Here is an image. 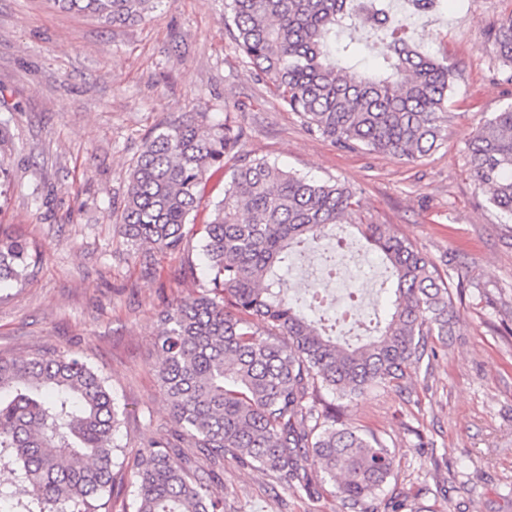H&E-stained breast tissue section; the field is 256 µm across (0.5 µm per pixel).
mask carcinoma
Here are the masks:
<instances>
[{
    "label": "carcinoma",
    "instance_id": "cac0c4a2",
    "mask_svg": "<svg viewBox=\"0 0 512 512\" xmlns=\"http://www.w3.org/2000/svg\"><path fill=\"white\" fill-rule=\"evenodd\" d=\"M59 10L114 26L136 23L162 0H50ZM439 0H408L392 13L360 0H229L233 39L255 75L300 115L308 131L347 149L417 160L440 145L455 68L404 39L414 17ZM387 39L381 62H354L352 33ZM512 79V13L489 31ZM242 129L229 118L186 113L158 124L128 167L119 224L144 269L155 254L185 249L209 181L227 178L224 197L200 230L210 279L163 313L154 348L170 407L166 437L138 450L130 467L135 512H224L211 490L224 458L265 472L309 500L323 483L353 512H379L378 492L394 454L372 434L318 409L321 391L355 397L371 385L401 393L428 340L452 335L454 283L440 262L388 224H368L345 183L287 172L239 156ZM479 190L512 221V104L493 113L466 143ZM348 224L377 252L388 276L390 311L364 326L353 346L334 320L291 305L278 274L293 250ZM32 255L18 238H0V285L27 275ZM119 412L105 380L64 355L0 358V462L40 512H109L118 462ZM198 449L201 460L185 455Z\"/></svg>",
    "mask_w": 512,
    "mask_h": 512
}]
</instances>
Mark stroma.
<instances>
[{
    "label": "stroma",
    "mask_w": 512,
    "mask_h": 512,
    "mask_svg": "<svg viewBox=\"0 0 512 512\" xmlns=\"http://www.w3.org/2000/svg\"><path fill=\"white\" fill-rule=\"evenodd\" d=\"M226 0H163L142 21L113 27L60 12L48 0H0V118L8 122L9 187L0 238L25 240L26 279L0 287V358L74 355L106 380L119 410L115 435L129 451L163 437L170 415L153 342L158 316L208 278L199 256V210L179 254L151 272L126 246L119 203L144 137L170 115L207 112L242 127L240 154L362 197L367 219L389 224L428 256L452 258L460 321L405 393L374 386L336 399L346 423L395 453L378 494L423 489L429 512H512V222L478 191L465 141L512 104V81L486 32L512 0H444L411 36L454 63L442 144L415 162L339 147L310 134L238 52ZM359 258L364 318L385 315L383 268L355 229L336 231ZM226 512H349L333 484L318 501L273 489L262 472L224 462L214 485Z\"/></svg>",
    "instance_id": "35a3bbf8"
}]
</instances>
